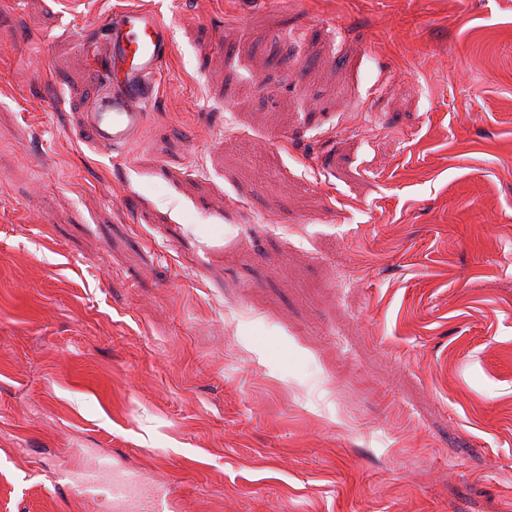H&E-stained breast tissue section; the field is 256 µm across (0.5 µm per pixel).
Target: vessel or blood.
Here are the masks:
<instances>
[{
	"instance_id": "b4317fda",
	"label": "vessel or blood",
	"mask_w": 512,
	"mask_h": 512,
	"mask_svg": "<svg viewBox=\"0 0 512 512\" xmlns=\"http://www.w3.org/2000/svg\"><path fill=\"white\" fill-rule=\"evenodd\" d=\"M172 49V30L156 12L112 13L105 41L93 49L106 71V88L96 91L84 113L98 146L125 150L142 131L157 100L156 75Z\"/></svg>"
}]
</instances>
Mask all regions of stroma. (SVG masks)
Returning <instances> with one entry per match:
<instances>
[{
	"mask_svg": "<svg viewBox=\"0 0 512 512\" xmlns=\"http://www.w3.org/2000/svg\"><path fill=\"white\" fill-rule=\"evenodd\" d=\"M103 455L144 512H512V0H0V512H110ZM173 49L171 28L151 10L112 13L104 42L93 49L107 72L84 113L94 142L125 150L144 128L157 100L156 75Z\"/></svg>",
	"mask_w": 512,
	"mask_h": 512,
	"instance_id": "35a3bbf8",
	"label": "stroma"
}]
</instances>
